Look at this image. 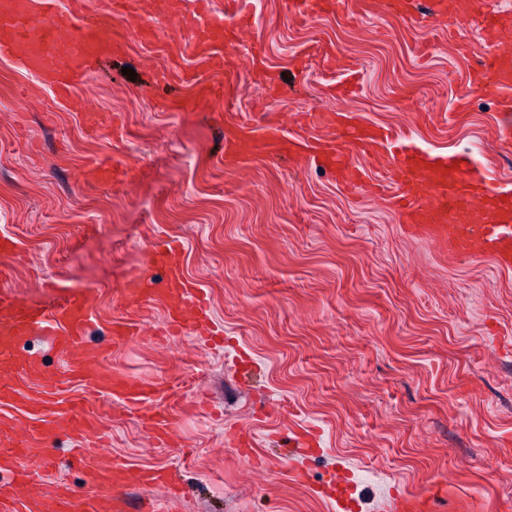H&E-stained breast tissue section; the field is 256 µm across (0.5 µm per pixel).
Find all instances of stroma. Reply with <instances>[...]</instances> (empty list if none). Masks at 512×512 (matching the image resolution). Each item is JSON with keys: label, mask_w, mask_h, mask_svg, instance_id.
<instances>
[{"label": "stroma", "mask_w": 512, "mask_h": 512, "mask_svg": "<svg viewBox=\"0 0 512 512\" xmlns=\"http://www.w3.org/2000/svg\"><path fill=\"white\" fill-rule=\"evenodd\" d=\"M171 2L163 12L142 0L127 27L189 26L195 0ZM249 11L225 49L238 63L228 77L133 35L64 103L0 58V234L17 245L0 269L27 304L85 299L96 316L85 345L108 371L160 381L151 403L175 430L153 441L139 413L77 382L64 398L104 407L115 459L180 478L176 499L131 487L127 512L147 499L156 512H338L325 496L332 480L347 491L345 512H390L394 497L439 486L448 494L435 512H512V270L449 260L402 224L390 191H347L307 159L216 162L226 121L337 110L512 177L499 99L468 87L488 50L479 22L463 33L432 28L420 11L303 22L287 0H251ZM163 68L171 79L156 82ZM351 69L359 87L340 92ZM223 80L234 87L223 102L181 107L195 83ZM96 158L127 179L86 177ZM166 238L183 242L184 275L210 301L206 343L192 329L166 335L159 305L121 301L129 275L163 286L148 246ZM116 318L142 329L118 349ZM298 425L311 433L299 455L282 439ZM72 446L60 434L55 470L31 465L32 489L91 481Z\"/></svg>", "instance_id": "35a3bbf8"}]
</instances>
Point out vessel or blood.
<instances>
[{
    "instance_id": "obj_1",
    "label": "vessel or blood",
    "mask_w": 512,
    "mask_h": 512,
    "mask_svg": "<svg viewBox=\"0 0 512 512\" xmlns=\"http://www.w3.org/2000/svg\"><path fill=\"white\" fill-rule=\"evenodd\" d=\"M201 12L209 14L204 30L180 34L183 48L195 58L221 67L224 48L237 40L241 21L248 13L244 0H225V10H234L239 20L227 22L223 13L212 12L210 0H197ZM351 0H288L294 15L318 17L326 13L350 16ZM482 0H429L427 18L434 28L453 29L457 20L475 13L483 15L486 56L470 75V82L502 98L512 108V54L497 50L500 35L512 29V15L483 12ZM134 7L133 0H98L85 10L82 0H71L59 8L57 0H10L0 10V57L43 79L57 99H69L75 86L100 58L121 53L127 34L122 18ZM304 127L320 125L336 131L335 143L325 160L336 171L344 187L362 185L367 171L351 159L352 150L364 153L377 148L389 151L381 184L394 188V203L403 223L447 249L449 259L488 258L504 270L512 269V182L492 175L485 164L470 154L433 156L417 146L402 142L388 127L352 125L346 114L302 113ZM298 137L287 135L282 124L264 120L253 126L230 123L224 127L225 166L236 167L262 154L272 158L299 146ZM181 245L174 240L155 243L151 255L168 272L165 288H144L136 275L122 293L128 303L161 304L168 328H184L188 310L201 309L197 290L188 287L181 269ZM93 314L82 301L67 300L51 308L34 307L18 300L5 273L0 272V473L8 472L20 481L30 479L29 460L44 471L55 467L53 448L59 432L76 441L96 433L98 415L78 400L59 398L67 379L73 378L96 392H104L136 410L157 391L153 381L135 380L104 371L100 352L85 347L83 337ZM140 333L139 326L126 319L113 320L112 343L121 347ZM51 337L64 357L65 371L57 373L19 356L17 345L25 338ZM33 410L31 421L8 414L15 401ZM91 481L79 491L63 480L55 481L50 494L37 493L17 498L0 486V512H123L125 488L130 479L144 485L164 483L162 471L147 469L131 474L127 465L109 460L106 445L83 449Z\"/></svg>"
}]
</instances>
